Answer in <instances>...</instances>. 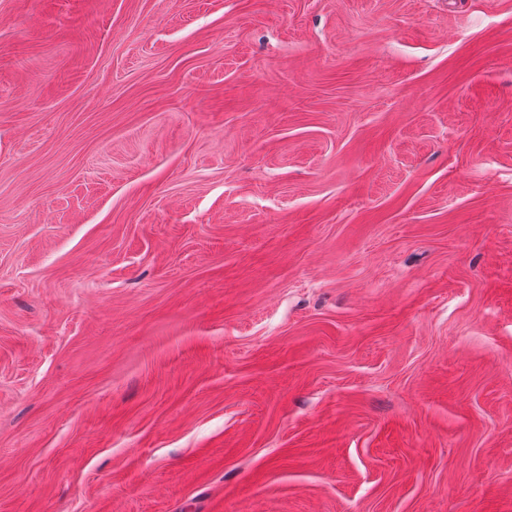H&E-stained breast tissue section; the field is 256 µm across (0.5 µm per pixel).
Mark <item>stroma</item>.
Segmentation results:
<instances>
[{"label":"stroma","mask_w":512,"mask_h":512,"mask_svg":"<svg viewBox=\"0 0 512 512\" xmlns=\"http://www.w3.org/2000/svg\"><path fill=\"white\" fill-rule=\"evenodd\" d=\"M0 512H512V0H0Z\"/></svg>","instance_id":"obj_1"}]
</instances>
